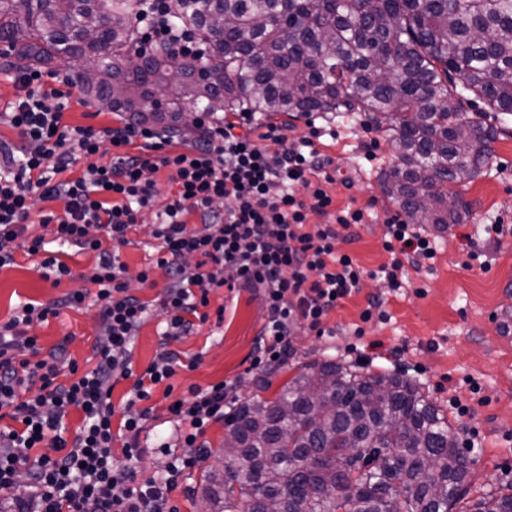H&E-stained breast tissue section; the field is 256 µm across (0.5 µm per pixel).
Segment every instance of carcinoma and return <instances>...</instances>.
<instances>
[{"mask_svg":"<svg viewBox=\"0 0 512 512\" xmlns=\"http://www.w3.org/2000/svg\"><path fill=\"white\" fill-rule=\"evenodd\" d=\"M144 0H0V43L29 68L84 64L83 94L129 122L188 112L293 117L362 112L397 163L380 185L412 224L469 217L450 185L490 164L500 130L461 119L463 90L512 114V0H170L204 47L135 48ZM222 474L202 492L215 512H453L473 460L444 409L398 371L340 360L297 365L273 400L233 409ZM468 512H512V485Z\"/></svg>","mask_w":512,"mask_h":512,"instance_id":"cac0c4a2","label":"carcinoma"}]
</instances>
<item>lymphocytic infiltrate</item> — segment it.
I'll return each instance as SVG.
<instances>
[{
  "label": "lymphocytic infiltrate",
  "mask_w": 512,
  "mask_h": 512,
  "mask_svg": "<svg viewBox=\"0 0 512 512\" xmlns=\"http://www.w3.org/2000/svg\"><path fill=\"white\" fill-rule=\"evenodd\" d=\"M167 5L146 0L135 21L139 49L171 43L185 55L199 54L197 38L174 28ZM5 73L20 94L0 110V125L12 128L21 146L0 141V268L13 264L17 245L39 256L43 280L56 286L72 278L68 264L44 256L50 239L95 253L97 262L86 276L94 295L78 291L45 304L29 301L0 324V411L21 424L0 428V493L24 472L31 494L16 499L13 512H178L170 495L186 470L206 458L202 437L210 422L223 420L232 386L222 381L194 388L190 399L173 402L169 410L185 450L178 454L162 444L161 474L138 478L139 438L151 416L145 402L174 375L180 355L163 351L134 374L131 347L149 304L129 292L118 247L127 245L141 213L155 210V269L167 280L160 306L172 339L207 321L203 309L215 289L260 292L266 315L252 366L263 369L288 358L297 328L321 331L328 314L360 291L364 271L340 245L365 213L335 207L327 190L334 178L311 139L291 140L256 113H244L239 123L197 113L196 141L174 151L168 135L144 122L99 129L66 123L68 96L45 89L41 71L9 67ZM80 161L82 175L68 178ZM163 169L177 187L165 203L154 178ZM38 199L61 201L62 209L33 217ZM313 213L322 223L310 224ZM191 214L199 216L202 230L189 229ZM387 225L391 261L384 271L396 288L405 265L422 268L436 251L423 225L396 216ZM107 239L113 250L103 249ZM89 299L100 308L101 328L96 363L83 372L77 362L62 363L58 352L43 353L29 329ZM120 378L132 379L133 386L118 411L111 396ZM72 409L82 413L83 424L69 438L63 419ZM117 413L124 436L118 459L112 454ZM46 442L55 455L40 453Z\"/></svg>",
  "instance_id": "f902f5d3"
}]
</instances>
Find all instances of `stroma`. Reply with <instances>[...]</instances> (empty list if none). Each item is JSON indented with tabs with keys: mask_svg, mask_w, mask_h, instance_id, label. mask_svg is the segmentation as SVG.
Here are the masks:
<instances>
[{
	"mask_svg": "<svg viewBox=\"0 0 512 512\" xmlns=\"http://www.w3.org/2000/svg\"><path fill=\"white\" fill-rule=\"evenodd\" d=\"M66 120L73 125L97 128L118 126L120 118L103 104L72 87ZM274 124H288L289 138L307 136L318 127L315 149L329 158L334 178L328 190L336 207L352 206L368 213L355 226L342 251L354 257L365 271L358 294L344 300L326 317L325 335L306 329L292 338L295 359L332 357L364 371L399 370L420 383L430 398L443 407L459 431L461 446L473 458V485L467 496L475 501L485 490L512 484V128L501 132L494 143L490 167L460 189L470 211L467 223L445 230L430 229L436 243L431 269L406 266L401 287H389L382 268L391 261L385 249L386 220L399 209L383 194L381 169L395 161L396 152L385 134L373 129L364 116L317 114L315 121L275 116ZM501 224L506 232L490 238L487 225ZM154 216L146 212L119 258L127 267L131 290L150 302L148 318L140 327L132 352L133 369H143L163 349L164 317L154 305L156 289L141 290L138 275L156 259L152 236ZM49 254H61L73 270V278L59 286L41 278L23 252L17 264L0 269V322H6L24 301L48 302L85 289L82 275L91 270L95 256L75 248L48 244ZM207 307L208 321L199 332L173 342L180 352L168 386H157L149 401L153 417L140 436L143 449L137 464L140 476H149L163 462L156 442L171 434L172 401L186 398L191 388H205L220 381L237 382L236 399H273L293 372L281 364L262 373L251 369L259 334L265 321L261 296L248 291L231 296L224 288L214 290ZM378 300L382 317L361 321L369 300ZM100 331L99 308L84 305L48 323L34 326L44 350L62 347L63 359L85 364ZM196 367H189L190 359ZM269 389H262V380ZM478 392H471V384ZM461 399L470 408L462 415L451 402ZM210 450L207 459L189 471L181 489L172 494L179 512H205L200 499L206 472L223 468L224 425L210 424L204 434Z\"/></svg>",
	"mask_w": 512,
	"mask_h": 512,
	"instance_id": "stroma-1",
	"label": "stroma"
}]
</instances>
